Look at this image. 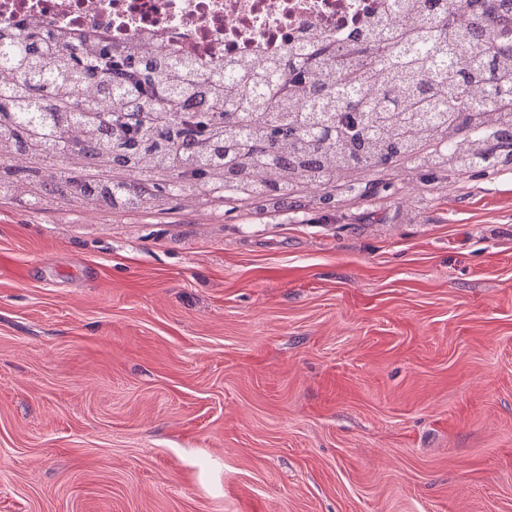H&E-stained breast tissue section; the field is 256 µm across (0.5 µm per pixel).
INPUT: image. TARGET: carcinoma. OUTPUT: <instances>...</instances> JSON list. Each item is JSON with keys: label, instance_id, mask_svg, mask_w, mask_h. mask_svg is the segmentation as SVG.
Masks as SVG:
<instances>
[{"label": "carcinoma", "instance_id": "cac0c4a2", "mask_svg": "<svg viewBox=\"0 0 512 512\" xmlns=\"http://www.w3.org/2000/svg\"><path fill=\"white\" fill-rule=\"evenodd\" d=\"M468 0H395L399 10L420 9L424 17L412 31L391 36L378 22L355 37L359 63L340 56L315 62L306 79L294 73L293 60L314 47H297L293 54L263 68L245 71L224 67L222 78L189 86L174 78L178 68L139 60L118 71L105 45L93 55L51 57L32 37L0 34V132L9 134L5 147L51 156L54 140H68L54 112L44 110L49 87L61 93L89 91L111 102L131 134L102 139L112 118L84 112L76 123L85 129L82 150L92 162L115 169L142 168L158 176L134 193L115 196L110 178L81 180V193L113 209L137 210L177 198L189 191H224L234 202L259 211H281L290 191L307 179L324 184L319 204L336 205L338 198L365 197L388 166L415 158L425 169L448 176L494 175L512 170V49L488 50L503 26H512V0L471 24L458 27L452 13ZM336 68V83L318 76L321 68ZM381 70L386 82L369 93L367 71ZM165 86L159 96L155 87ZM484 87L487 95L473 99L468 90ZM353 116L350 131L337 124L338 114ZM181 146L200 150L212 162L201 161L189 180L164 179L170 172L166 151ZM277 153L288 182L275 180L267 188L252 187L254 157ZM50 174L17 171L0 179L18 186L3 196L22 198L27 205Z\"/></svg>", "mask_w": 512, "mask_h": 512}]
</instances>
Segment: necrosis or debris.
I'll return each instance as SVG.
<instances>
[{
  "label": "necrosis or debris",
  "mask_w": 512,
  "mask_h": 512,
  "mask_svg": "<svg viewBox=\"0 0 512 512\" xmlns=\"http://www.w3.org/2000/svg\"><path fill=\"white\" fill-rule=\"evenodd\" d=\"M384 14L389 30H408L413 13L394 12L389 0H0V28L25 33L65 32L102 39L117 53L160 52L182 61L223 60L227 47L249 51L252 65L268 61L267 36L280 49L314 25L316 45L349 38L353 9Z\"/></svg>",
  "instance_id": "1"
}]
</instances>
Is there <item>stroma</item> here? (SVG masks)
I'll list each match as a JSON object with an SVG mask.
<instances>
[{"label": "stroma", "instance_id": "1", "mask_svg": "<svg viewBox=\"0 0 512 512\" xmlns=\"http://www.w3.org/2000/svg\"><path fill=\"white\" fill-rule=\"evenodd\" d=\"M387 183L0 197V512H512V171Z\"/></svg>", "mask_w": 512, "mask_h": 512}]
</instances>
